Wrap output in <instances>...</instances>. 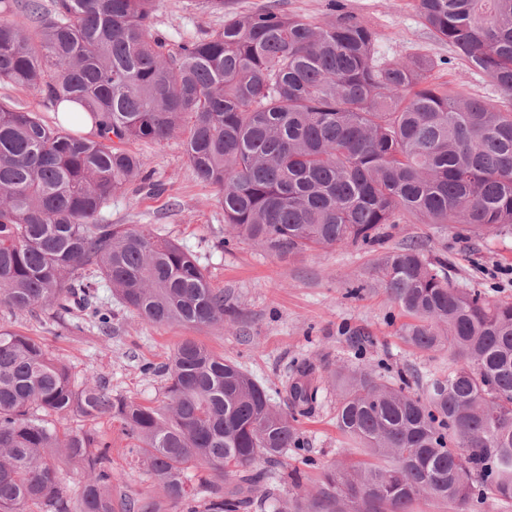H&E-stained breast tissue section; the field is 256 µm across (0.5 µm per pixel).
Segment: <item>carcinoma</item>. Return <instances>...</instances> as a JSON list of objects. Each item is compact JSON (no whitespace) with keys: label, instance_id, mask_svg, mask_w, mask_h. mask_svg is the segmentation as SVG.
Masks as SVG:
<instances>
[{"label":"carcinoma","instance_id":"obj_1","mask_svg":"<svg viewBox=\"0 0 512 512\" xmlns=\"http://www.w3.org/2000/svg\"><path fill=\"white\" fill-rule=\"evenodd\" d=\"M158 0H0V82L62 119L0 101V305L63 329L112 335L100 282L142 320L221 329L236 317L207 269L149 224L100 215L150 185L133 141L184 135L196 177L216 187L230 237L278 255L372 244L413 218L512 231V0H417L423 24L500 92L491 103L427 83L422 55L381 59L350 15L306 21L237 14L175 54L152 32ZM412 318L407 341L448 348V370L415 381L345 365L329 372L336 426L370 458L323 471L278 505L264 461L300 446L298 417L323 376L305 366L287 406L236 363L185 338L164 366L162 404L75 385L41 341L0 327V512H160L150 494L112 493V440L58 417L109 416L152 490L182 512H512V302L456 288L447 262L411 242L380 267ZM65 462L84 474L77 492Z\"/></svg>","mask_w":512,"mask_h":512}]
</instances>
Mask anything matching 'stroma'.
Returning <instances> with one entry per match:
<instances>
[{
    "instance_id": "1",
    "label": "stroma",
    "mask_w": 512,
    "mask_h": 512,
    "mask_svg": "<svg viewBox=\"0 0 512 512\" xmlns=\"http://www.w3.org/2000/svg\"><path fill=\"white\" fill-rule=\"evenodd\" d=\"M287 15L317 22L341 10L375 29L376 49L385 58L424 54L436 62L430 81L453 92L497 101L499 92L485 75L469 68L447 43L423 24L415 0H224L214 11L202 0H159L153 32L170 51L214 34L227 15L266 4ZM129 149L153 175L155 189L129 188L113 198L102 216L110 224H149L171 238L206 267L213 287L238 308V320L223 328H184L141 320L112 303L110 288L99 295L112 304V338L102 341L95 329L64 336L43 320L20 317L0 305V326L37 337L63 363L75 382L97 376L113 393L158 405L163 398L165 365L174 346L193 338L224 355L266 386L282 403V383L302 362L318 369L339 364L363 367L385 376L423 375L447 366L448 353L429 358L403 336L406 316L382 288L378 268L384 257L404 244H420L426 257L448 262V277L459 288H473L492 302H512V233L481 234L462 224H388L378 243L321 247L277 256L242 239L226 241L224 211L217 190L198 180L184 158L182 137L162 143L133 142ZM334 391L324 392L318 413L301 419L302 449L288 453L282 471L299 470L304 487H313L328 466L344 462V441L336 426ZM59 426H84L112 440V472L119 475L115 494H143L149 483L125 454L118 422H92L69 414Z\"/></svg>"
}]
</instances>
